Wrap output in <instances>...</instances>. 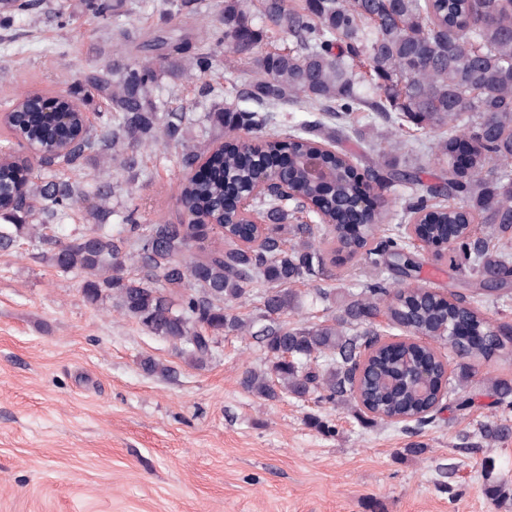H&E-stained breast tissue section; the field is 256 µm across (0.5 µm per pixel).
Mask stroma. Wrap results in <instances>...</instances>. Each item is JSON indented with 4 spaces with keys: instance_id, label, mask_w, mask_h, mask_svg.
Returning <instances> with one entry per match:
<instances>
[{
    "instance_id": "1",
    "label": "stroma",
    "mask_w": 512,
    "mask_h": 512,
    "mask_svg": "<svg viewBox=\"0 0 512 512\" xmlns=\"http://www.w3.org/2000/svg\"><path fill=\"white\" fill-rule=\"evenodd\" d=\"M125 14L98 15L88 0H33L0 22V112L22 95L67 94L85 88L91 71L114 58L152 61L154 37L222 32L224 0H204L201 15L176 0H125ZM137 32L116 48L115 23ZM225 57L188 83L163 78L165 112L203 117L225 86ZM279 128L323 136L336 120L284 103ZM396 125L357 113L348 149L358 172L383 167ZM187 176L181 148L144 151L140 166L102 167L88 159L77 183L117 184L109 224L133 213L141 224L183 222L178 202ZM46 243L21 239L0 249V512H512V497L495 502L488 479L512 484V438L475 437L479 422L501 418L488 388L512 383V354L476 362L473 399L461 413L443 405L419 433L358 419L354 402L260 399L239 379L265 364L253 339L229 333L204 367L189 364L170 341L148 334L113 301L89 304L80 271L63 273L46 260ZM363 257L337 255L326 274L294 284L300 316L331 321L337 306L314 301L315 289L342 292L385 278ZM151 358L169 369L150 375ZM319 417L325 429L315 428ZM424 446L406 454L407 444Z\"/></svg>"
}]
</instances>
